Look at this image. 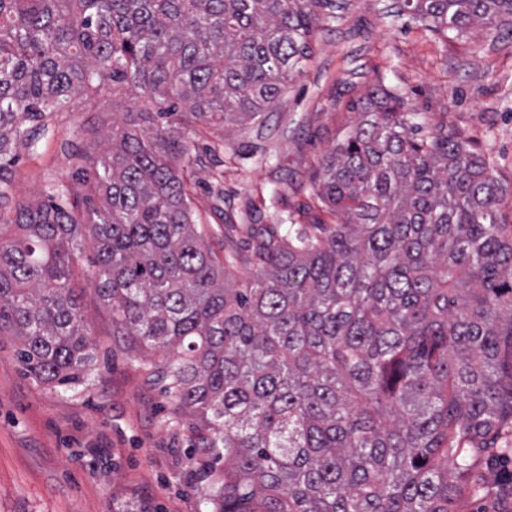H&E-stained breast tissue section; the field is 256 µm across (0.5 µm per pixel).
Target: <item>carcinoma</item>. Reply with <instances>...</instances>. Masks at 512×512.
Segmentation results:
<instances>
[{
	"label": "carcinoma",
	"mask_w": 512,
	"mask_h": 512,
	"mask_svg": "<svg viewBox=\"0 0 512 512\" xmlns=\"http://www.w3.org/2000/svg\"><path fill=\"white\" fill-rule=\"evenodd\" d=\"M327 0H0V199L11 144L93 83L201 124L260 121L312 57ZM436 33L512 36V0H404ZM320 158L336 212L283 238L252 226L238 283L193 220L190 146L125 112L83 210L14 203L0 224V335L36 380L84 385L94 344L70 288L91 229L112 335L197 421L214 512H455L473 459L512 429V233L486 158L381 84Z\"/></svg>",
	"instance_id": "obj_1"
}]
</instances>
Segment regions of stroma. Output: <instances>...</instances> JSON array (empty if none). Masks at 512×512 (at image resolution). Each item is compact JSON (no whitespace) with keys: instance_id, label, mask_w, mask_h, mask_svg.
<instances>
[{"instance_id":"stroma-1","label":"stroma","mask_w":512,"mask_h":512,"mask_svg":"<svg viewBox=\"0 0 512 512\" xmlns=\"http://www.w3.org/2000/svg\"><path fill=\"white\" fill-rule=\"evenodd\" d=\"M401 3L330 0L312 59L265 126L213 130L172 116L183 140L216 149L188 171L194 215L218 255L237 254L238 279L251 269V225H274L288 238L317 220L336 223L311 193L318 160L354 121L353 102L375 84L405 97L419 123L456 129L485 156L505 189L498 220L512 229V38L479 27L448 39ZM150 109L127 86L85 87L34 144H14L11 200L0 206V222L14 219L18 199L72 207L81 190L75 173L106 152L113 121ZM70 255V285L95 344L93 383L82 392L39 383L18 362L16 340L0 335V512H211L190 418L173 415L150 379L152 353L113 336L89 240L75 242ZM497 444L508 454L477 458L484 488L465 492L457 512H499L512 435Z\"/></svg>"}]
</instances>
